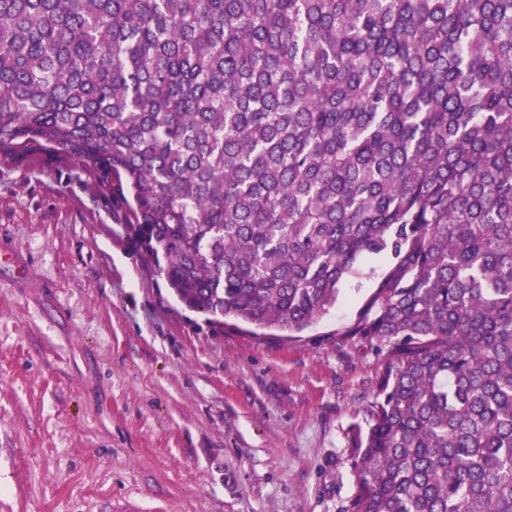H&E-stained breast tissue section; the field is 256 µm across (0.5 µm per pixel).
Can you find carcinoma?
Instances as JSON below:
<instances>
[{
	"label": "carcinoma",
	"mask_w": 512,
	"mask_h": 512,
	"mask_svg": "<svg viewBox=\"0 0 512 512\" xmlns=\"http://www.w3.org/2000/svg\"><path fill=\"white\" fill-rule=\"evenodd\" d=\"M40 152L219 327L384 256L345 512H512V0H0V155Z\"/></svg>",
	"instance_id": "cac0c4a2"
}]
</instances>
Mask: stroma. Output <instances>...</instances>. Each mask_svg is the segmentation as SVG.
Segmentation results:
<instances>
[{"instance_id": "1", "label": "stroma", "mask_w": 512, "mask_h": 512, "mask_svg": "<svg viewBox=\"0 0 512 512\" xmlns=\"http://www.w3.org/2000/svg\"><path fill=\"white\" fill-rule=\"evenodd\" d=\"M83 166L0 157V512H344L348 448L388 359L350 333L361 265L290 335L173 295Z\"/></svg>"}]
</instances>
